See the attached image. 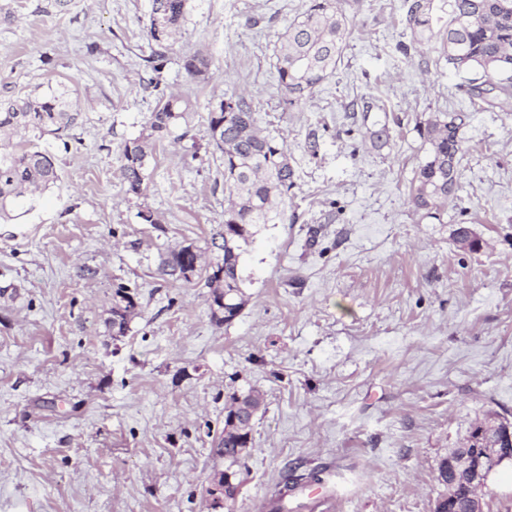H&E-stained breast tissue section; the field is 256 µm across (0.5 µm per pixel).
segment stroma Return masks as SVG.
<instances>
[{"label":"stroma","mask_w":512,"mask_h":512,"mask_svg":"<svg viewBox=\"0 0 512 512\" xmlns=\"http://www.w3.org/2000/svg\"><path fill=\"white\" fill-rule=\"evenodd\" d=\"M305 3L191 0L153 87L150 0H0V93L64 85L82 112L67 142L44 143L56 185L0 224V512H213V440L236 390L265 405L222 512H264L286 475L314 468L334 512H433L437 462L487 414L512 421V105L474 108L440 43L403 54L404 0H341L335 75L282 111L274 51ZM189 50L209 55L204 77L185 71ZM162 90L189 95V134L157 143L135 196L121 150ZM231 93L284 140L296 185L284 221L245 245L248 301L219 325L203 278L161 262L211 252L224 228L206 116ZM370 95L381 106L366 112ZM432 112L470 115L439 221L410 203ZM384 123L390 140L374 142ZM462 221L478 249L456 242ZM121 286L135 309L116 336ZM201 258L197 247L191 244L183 245L170 251L167 259L163 262L162 271L167 275L188 281L195 275H201L203 270Z\"/></svg>","instance_id":"obj_1"}]
</instances>
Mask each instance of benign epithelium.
<instances>
[{
    "instance_id": "7a95c632",
    "label": "benign epithelium",
    "mask_w": 512,
    "mask_h": 512,
    "mask_svg": "<svg viewBox=\"0 0 512 512\" xmlns=\"http://www.w3.org/2000/svg\"><path fill=\"white\" fill-rule=\"evenodd\" d=\"M480 431L464 448L448 457V501L458 483L469 487L467 512H483L481 492L495 466L512 459V423L479 422Z\"/></svg>"
}]
</instances>
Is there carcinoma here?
<instances>
[{"label": "carcinoma", "instance_id": "cac0c4a2", "mask_svg": "<svg viewBox=\"0 0 512 512\" xmlns=\"http://www.w3.org/2000/svg\"><path fill=\"white\" fill-rule=\"evenodd\" d=\"M190 0H151L150 54L143 58L149 83L159 84L169 54L182 36ZM405 28L411 43L441 37L448 68L465 75L461 88L471 104L494 107L512 99V0H405ZM346 18L336 0H307L300 18L288 27L276 47V71L282 111L301 107L318 87L336 74L345 48ZM184 68L193 78L204 76L210 66L201 51L184 53ZM189 99L159 94L146 118L144 131L125 141L121 172L127 192L141 195L152 172L150 161L156 144L171 135L189 111ZM82 115L71 92L62 87L49 95H0V218H11L13 206L27 196L43 192L59 179L53 158L40 149L45 137L62 140L69 136ZM465 112H434L416 129L426 146V155L415 170L411 202L422 217L442 221L448 201L455 198L460 160L465 152L461 130ZM208 143L224 165V229L217 249L222 257L207 267L201 253L189 244L170 251L162 271L185 280L206 272L205 287L211 289V318L231 323L246 304L240 270L242 245L249 243L255 228L282 219L280 205L295 187V169L284 142L261 128L252 103L232 94L208 107ZM125 305L112 309V328L121 336L135 303L122 296ZM263 395L250 389L234 392L225 404L243 409L259 408ZM249 433L224 429L216 447L224 457V475L237 476L235 467L243 459ZM321 483L320 471L287 477L283 487L268 500V512H286L284 499L299 481Z\"/></svg>", "mask_w": 512, "mask_h": 512}]
</instances>
